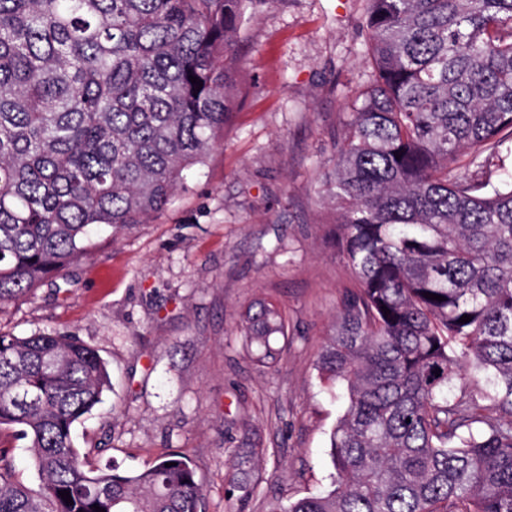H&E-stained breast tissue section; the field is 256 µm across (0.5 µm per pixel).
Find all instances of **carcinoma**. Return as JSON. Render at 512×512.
Here are the masks:
<instances>
[{"label":"carcinoma","mask_w":512,"mask_h":512,"mask_svg":"<svg viewBox=\"0 0 512 512\" xmlns=\"http://www.w3.org/2000/svg\"><path fill=\"white\" fill-rule=\"evenodd\" d=\"M265 2L0 0V305L166 209L233 115L234 46ZM363 2L372 79L324 181L357 282L316 365L347 397L339 480L274 512H512V180L487 176L512 157V0ZM241 335L270 367L288 320L258 300ZM463 364L490 390L449 398ZM110 388L79 337L0 332V433L41 480L0 441V512H202L185 454L128 474L76 446ZM263 455L228 456L230 495ZM12 445L15 447L16 462L26 484L33 489H38L40 481L26 448H23L21 441H12Z\"/></svg>","instance_id":"carcinoma-1"}]
</instances>
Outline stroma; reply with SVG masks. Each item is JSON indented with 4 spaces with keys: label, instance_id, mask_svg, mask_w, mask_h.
<instances>
[{
    "label": "stroma",
    "instance_id": "1",
    "mask_svg": "<svg viewBox=\"0 0 512 512\" xmlns=\"http://www.w3.org/2000/svg\"><path fill=\"white\" fill-rule=\"evenodd\" d=\"M234 118L199 175L149 223L101 240L27 297L0 330L71 334L108 363L112 389L74 428L99 465L133 472L188 454L206 512H270L328 490L330 432L345 411L316 361L354 280L329 236L324 174L366 80L361 0H267L237 48ZM288 313L273 367L246 353L240 314ZM266 450L246 506L225 500L224 461L245 429Z\"/></svg>",
    "mask_w": 512,
    "mask_h": 512
}]
</instances>
